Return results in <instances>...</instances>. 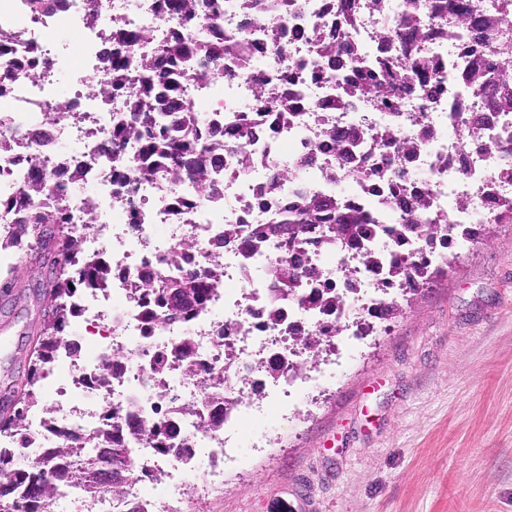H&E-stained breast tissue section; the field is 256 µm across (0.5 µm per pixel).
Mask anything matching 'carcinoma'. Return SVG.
<instances>
[{"label":"carcinoma","instance_id":"obj_1","mask_svg":"<svg viewBox=\"0 0 512 512\" xmlns=\"http://www.w3.org/2000/svg\"><path fill=\"white\" fill-rule=\"evenodd\" d=\"M190 56L202 58L216 68L223 66V61L206 52L204 44L189 48L179 41L166 48L162 55L140 59L139 69L149 83L167 88L170 83L165 81L166 63ZM354 71L359 77L355 87L364 94L373 90L386 97L402 83V78L393 73L384 61L358 64ZM144 105L141 97L132 99L133 116L116 125L113 139L139 134V128L150 119V113L142 111ZM166 110L187 113L190 123L203 130L202 139L189 145L164 134L159 135L144 141L145 156L154 158L156 165L169 168L177 178L187 173L199 180L209 178L211 171L222 165L224 157L213 152L207 142H224V132H204L206 125L203 119L195 112H188L183 100L176 95L166 99ZM46 186L43 176L37 174L33 177L23 192L32 207L28 223L15 225L12 236L0 242L4 247L25 249V256L47 267L51 274V288L43 297L46 302L45 320L39 349L26 372V389L13 402L15 415L0 418V432L18 434L25 429L27 414L35 405L34 387L43 378V365L50 358L61 350L77 356L78 350L68 332L70 318L75 316L70 298L81 288L103 286L112 280V265L83 259L79 238L62 224L68 203L66 195L58 194L51 207L38 205ZM334 209L336 205L330 201L306 197L295 211L277 217L273 223L258 229L256 235L272 239L287 233L296 238L300 236V230L295 224H321ZM368 232L369 228L359 214L338 213L327 228L329 242L336 244H354ZM271 273L277 285L276 291L282 295L292 293L305 277L320 278L318 268L304 263L301 256L287 252L274 259ZM219 283L221 279L213 271L207 279L195 274L172 279L149 272L138 287L154 298L164 316L181 317L200 308L209 287ZM156 431L157 426L149 420L127 421L82 434L53 426L51 433L56 437L53 447L43 456L26 458L21 469L14 467L17 453L0 448V505L11 506V512H55L57 485L61 482L76 483L89 498L94 499L100 496V486L105 482L116 476L127 477L126 441Z\"/></svg>","mask_w":512,"mask_h":512}]
</instances>
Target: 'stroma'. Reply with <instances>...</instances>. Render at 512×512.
<instances>
[{
  "label": "stroma",
  "instance_id": "stroma-1",
  "mask_svg": "<svg viewBox=\"0 0 512 512\" xmlns=\"http://www.w3.org/2000/svg\"><path fill=\"white\" fill-rule=\"evenodd\" d=\"M0 247V397L28 368L49 275ZM383 335L191 512H512V223L491 224Z\"/></svg>",
  "mask_w": 512,
  "mask_h": 512
}]
</instances>
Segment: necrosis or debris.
Listing matches in <instances>:
<instances>
[{"instance_id": "necrosis-or-debris-1", "label": "necrosis or debris", "mask_w": 512, "mask_h": 512, "mask_svg": "<svg viewBox=\"0 0 512 512\" xmlns=\"http://www.w3.org/2000/svg\"><path fill=\"white\" fill-rule=\"evenodd\" d=\"M206 0L200 24L166 0H0V205L11 204L9 236L28 206L22 192L36 171L51 188H65L64 222L87 257L112 265V285L85 288L72 299L85 335L81 355L55 357L58 385L42 399L62 427L93 431L107 418L136 416L159 432L127 443L131 472L121 497L88 501L73 485L58 488L59 512H128L137 502L162 512H185L190 493L223 489L227 464H241L247 427L287 419L301 397L333 380L360 350V328L394 301L402 259L416 266L447 261L474 244L483 224L512 222V107L497 88L512 79V9L488 0ZM419 32L404 46L405 24ZM210 36L209 49L246 33L249 53L266 58L272 44L288 49L286 64L239 71L233 59L220 71L189 77L175 63L173 86L192 110L224 130V163L208 181L166 174L126 140L121 162L106 149L125 117L136 76L100 94L112 81V53L128 61L174 40ZM349 47L392 64L407 82L394 101L341 97L346 76L325 57ZM71 85L60 91V77ZM349 133L347 149L329 148L324 132ZM44 133L41 151L29 143ZM335 201L337 211L361 213L371 229L359 245L324 246L321 228L304 235L309 261L322 280L303 281L297 294L271 298L266 242L241 239L306 196ZM423 202V213L405 206ZM194 249L181 253L184 244ZM223 271L205 305L189 318L156 319L153 298L134 287L147 270L166 275ZM344 333L334 358L315 364L296 348L299 336ZM190 345L199 370L185 372L176 350ZM116 375L98 385L105 364ZM224 379L232 406L224 423H209L206 376ZM262 387L256 397L254 387ZM197 407L182 413L183 404ZM208 468L198 483L186 476L198 460Z\"/></svg>"}]
</instances>
